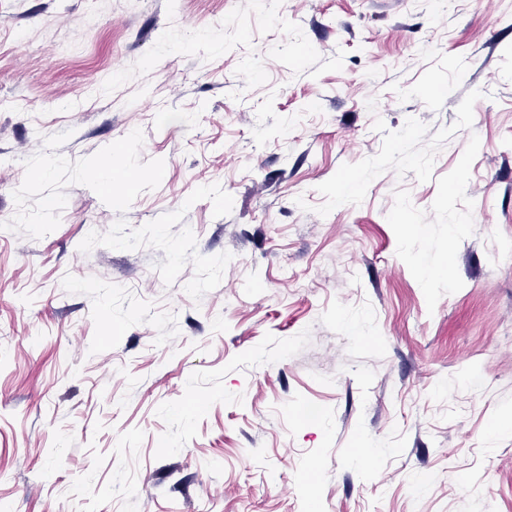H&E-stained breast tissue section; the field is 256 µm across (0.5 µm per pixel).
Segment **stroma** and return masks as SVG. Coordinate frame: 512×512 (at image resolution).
<instances>
[{
  "label": "stroma",
  "mask_w": 512,
  "mask_h": 512,
  "mask_svg": "<svg viewBox=\"0 0 512 512\" xmlns=\"http://www.w3.org/2000/svg\"><path fill=\"white\" fill-rule=\"evenodd\" d=\"M1 504L512 512V0H0Z\"/></svg>",
  "instance_id": "1"
}]
</instances>
